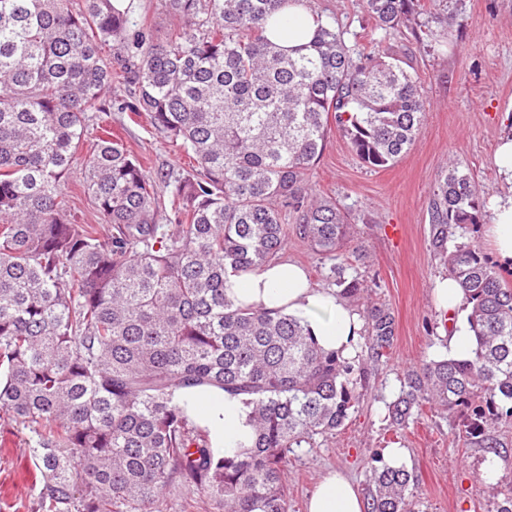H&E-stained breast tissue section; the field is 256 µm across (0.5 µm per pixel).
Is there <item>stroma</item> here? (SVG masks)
<instances>
[{"label":"stroma","instance_id":"obj_1","mask_svg":"<svg viewBox=\"0 0 512 512\" xmlns=\"http://www.w3.org/2000/svg\"><path fill=\"white\" fill-rule=\"evenodd\" d=\"M315 15L335 20L347 45L374 39L403 56L417 73L428 102L411 149L380 170L362 166L339 130H331L309 173L317 193L348 213L353 234L344 256L363 279L369 301L389 306L397 335L388 358L366 362L367 396L345 427L315 448L297 449L288 464L289 512L305 501L331 469L367 494L374 454L402 448L414 483V512H495L512 481V425L493 433L500 477L486 483L485 449L467 446L454 418L425 413L400 433L388 431L385 404L397 395L404 368L449 358L448 327L433 298V282L447 269L430 245L429 213L438 179L449 166L468 174L490 195L502 184L493 162L499 139L512 134V0H420L418 24L399 33L376 28L360 0H305ZM459 14L463 27L442 28L440 18ZM128 94L113 87L108 123L126 150L154 176L176 174L189 160L152 126L147 115L122 111ZM280 258L303 264L320 289L333 287L330 264L301 239L289 237ZM28 432L0 412V512H36L39 472L26 452Z\"/></svg>","mask_w":512,"mask_h":512}]
</instances>
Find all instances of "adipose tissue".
<instances>
[{
    "label": "adipose tissue",
    "instance_id": "1",
    "mask_svg": "<svg viewBox=\"0 0 512 512\" xmlns=\"http://www.w3.org/2000/svg\"><path fill=\"white\" fill-rule=\"evenodd\" d=\"M497 172L508 191L491 200L494 213L486 229L497 263L512 269V135L503 136L494 156ZM231 296L243 307L276 310L296 316L307 324L319 345L351 358L356 353L364 323L338 291L314 288L298 264L274 261L245 274H229ZM440 310L455 317L465 304V294L455 279L438 278L434 283ZM455 357H472L474 338L466 324L457 321L448 340ZM189 414L210 431L213 448L231 455L251 432L247 412L238 397L219 390L198 389L192 395ZM306 512H364V499L342 474L325 476L310 496Z\"/></svg>",
    "mask_w": 512,
    "mask_h": 512
}]
</instances>
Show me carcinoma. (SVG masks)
Wrapping results in <instances>:
<instances>
[{
	"label": "carcinoma",
	"instance_id": "carcinoma-1",
	"mask_svg": "<svg viewBox=\"0 0 512 512\" xmlns=\"http://www.w3.org/2000/svg\"><path fill=\"white\" fill-rule=\"evenodd\" d=\"M179 20L165 45L131 30L133 4L0 0V410L29 432L42 512H161L173 486L212 512H288V458L331 437L364 401L360 359L380 360L395 316L362 311L365 353L324 351L304 322L235 304L228 272L274 260L288 235L334 262L341 294L363 284L338 263L352 224L308 174L331 124L371 170L404 156L428 110L419 78L374 41L349 47L335 23L287 55L265 35L292 0H164ZM418 0H362L384 31ZM130 87L191 165L152 177L116 140L83 158L99 224H82L63 185L85 113ZM485 189L453 168L434 190L430 241L464 289L469 359L405 370L389 426L427 408L472 411L466 441L512 421V288L473 242ZM171 222L163 230L162 221ZM241 397L249 444L224 455L180 395ZM364 512H412L410 475L373 467Z\"/></svg>",
	"mask_w": 512,
	"mask_h": 512
}]
</instances>
